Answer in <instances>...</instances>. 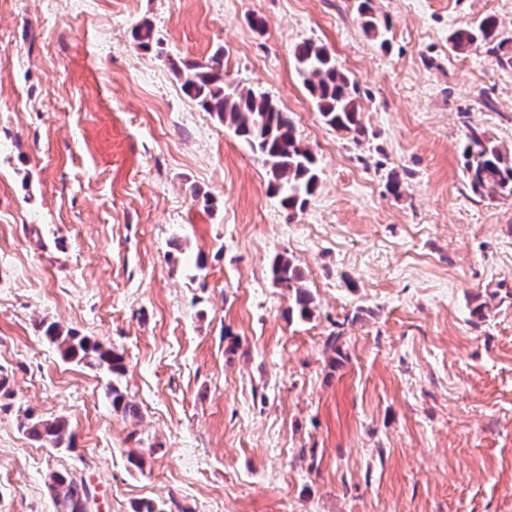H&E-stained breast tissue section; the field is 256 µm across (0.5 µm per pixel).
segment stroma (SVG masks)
I'll return each instance as SVG.
<instances>
[{"instance_id":"1","label":"stroma","mask_w":512,"mask_h":512,"mask_svg":"<svg viewBox=\"0 0 512 512\" xmlns=\"http://www.w3.org/2000/svg\"><path fill=\"white\" fill-rule=\"evenodd\" d=\"M356 6L0 0V512H55L64 471L90 512H512V196L474 194L463 156L473 127L512 155V67L450 42L491 15L512 56V0H373L376 35ZM306 40L355 81L361 131L323 122ZM219 50L315 155L302 210L183 92L176 67ZM49 323L123 355L139 417ZM270 275L274 285H279L289 290H294V306L289 309V314H297L301 319L311 315L312 298L304 289L300 269L294 262L284 255H277L270 267ZM20 427L28 436L44 446L52 448H71L73 437L63 418L47 420L26 413Z\"/></svg>"}]
</instances>
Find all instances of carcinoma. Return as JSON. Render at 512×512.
<instances>
[{"instance_id":"cac0c4a2","label":"carcinoma","mask_w":512,"mask_h":512,"mask_svg":"<svg viewBox=\"0 0 512 512\" xmlns=\"http://www.w3.org/2000/svg\"><path fill=\"white\" fill-rule=\"evenodd\" d=\"M371 2L359 0L357 10L363 29L377 32L382 22ZM153 37V27L147 21L134 31L136 46L143 50L151 48ZM452 44L457 51L482 46L485 53L493 56L499 64L512 66V56L499 54L503 41L499 40L497 21L492 17L457 30L452 35ZM294 58L323 121L336 130H360V107L354 97V83L336 67L331 53L323 46L304 41L295 47ZM220 67L221 61L213 57L207 64L196 63L177 71L182 90L205 111L215 114L263 157L269 174V190L281 196L285 208L293 212L304 208L318 187L314 154L302 145L294 126L271 98L250 89L224 86V79L218 71ZM463 154L469 185L474 193L489 197L512 196V159L490 136L475 128L469 129ZM270 275L273 284L294 291V306L289 309V314L295 313L302 319L309 317L312 298L302 286L303 276L294 262L284 255H277L271 264ZM44 335L56 346L63 359L91 368L107 369L112 374L107 394L112 398L113 409L125 415L138 414L136 404L115 385L117 377L124 375L126 369L121 354L87 337L70 332L65 334L54 323L46 325ZM20 427L31 439L44 446L72 447L73 437L67 421L62 418L47 420L27 413ZM48 490L56 512H88L89 488L69 473L53 474Z\"/></svg>"}]
</instances>
